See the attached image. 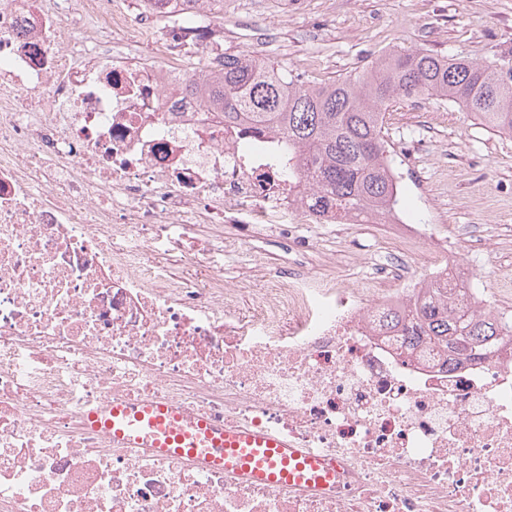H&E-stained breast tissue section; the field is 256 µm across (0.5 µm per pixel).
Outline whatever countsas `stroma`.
I'll return each mask as SVG.
<instances>
[{
  "instance_id": "obj_1",
  "label": "stroma",
  "mask_w": 512,
  "mask_h": 512,
  "mask_svg": "<svg viewBox=\"0 0 512 512\" xmlns=\"http://www.w3.org/2000/svg\"><path fill=\"white\" fill-rule=\"evenodd\" d=\"M226 52L252 51L320 81L361 72L392 50L424 47L483 61L512 49V0H224L214 20ZM405 208L426 224L480 225L463 259L489 281L484 298L512 313V280L492 283L512 267V137L486 131L457 105L440 99L397 104L385 118ZM372 242L364 225H342L326 249L348 281L365 272ZM255 259L239 270L242 283L263 267L285 268L287 240L252 242Z\"/></svg>"
}]
</instances>
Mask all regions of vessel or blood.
<instances>
[{"label":"vessel or blood","instance_id":"1","mask_svg":"<svg viewBox=\"0 0 512 512\" xmlns=\"http://www.w3.org/2000/svg\"><path fill=\"white\" fill-rule=\"evenodd\" d=\"M110 413L115 439L213 465H234L263 483L283 486L330 476L320 460L291 448L287 440L216 427L195 415L170 412L164 404L115 406Z\"/></svg>","mask_w":512,"mask_h":512}]
</instances>
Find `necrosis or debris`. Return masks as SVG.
<instances>
[{"instance_id": "4bbe7bcc", "label": "necrosis or debris", "mask_w": 512, "mask_h": 512, "mask_svg": "<svg viewBox=\"0 0 512 512\" xmlns=\"http://www.w3.org/2000/svg\"><path fill=\"white\" fill-rule=\"evenodd\" d=\"M160 20L154 0H0V512H512V334L449 370L389 321L435 288L492 313L459 237L394 209L360 283L312 271L335 215L271 159L276 129L186 93L210 29ZM199 224L188 273L157 263ZM262 234L296 260L229 280ZM146 402L335 476L274 487L87 423Z\"/></svg>"}]
</instances>
